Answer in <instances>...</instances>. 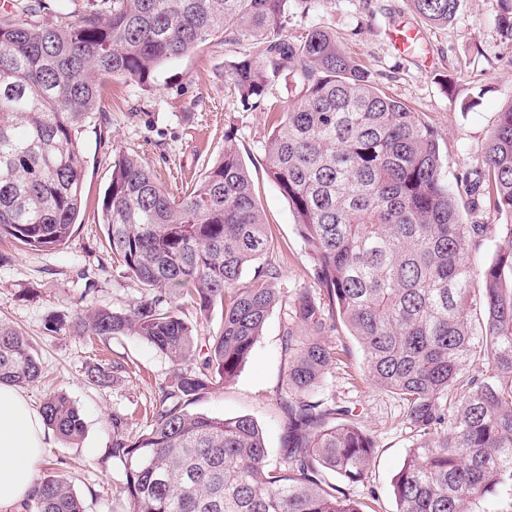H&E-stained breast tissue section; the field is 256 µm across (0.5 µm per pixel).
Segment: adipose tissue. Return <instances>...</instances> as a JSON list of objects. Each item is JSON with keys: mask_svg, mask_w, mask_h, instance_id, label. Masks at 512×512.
<instances>
[{"mask_svg": "<svg viewBox=\"0 0 512 512\" xmlns=\"http://www.w3.org/2000/svg\"><path fill=\"white\" fill-rule=\"evenodd\" d=\"M47 429L15 385L0 383V507L32 494L34 473L43 458Z\"/></svg>", "mask_w": 512, "mask_h": 512, "instance_id": "obj_1", "label": "adipose tissue"}]
</instances>
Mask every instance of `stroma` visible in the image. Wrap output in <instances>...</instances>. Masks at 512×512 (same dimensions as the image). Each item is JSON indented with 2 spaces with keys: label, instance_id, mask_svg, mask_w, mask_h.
<instances>
[{
  "label": "stroma",
  "instance_id": "stroma-1",
  "mask_svg": "<svg viewBox=\"0 0 512 512\" xmlns=\"http://www.w3.org/2000/svg\"><path fill=\"white\" fill-rule=\"evenodd\" d=\"M498 0H462L455 18L432 26L414 14L409 0H323L307 16L292 19L284 36L293 40L309 27L336 34L374 84L404 102L440 138L443 177L459 187L466 172L482 164L495 118L512 104V37L498 20ZM421 32L405 54L394 51L389 34L399 22ZM234 45L217 38L200 50L168 62L146 92L120 79L108 83L105 108L81 134L85 159L83 206L70 241L59 250H22L0 240V315L33 343L43 374L21 387L33 408L47 394L66 393L80 408L86 430L74 443L49 434L43 466L61 471L83 499L86 512H127L123 465L109 455L113 413L143 408L153 400L170 364L148 343L129 336L90 344L87 337L49 330L55 311L94 306L124 309L139 298L138 286L108 257L101 220L112 162L121 153L139 154L174 196H182L224 148L232 131L244 156L274 240L269 259L279 268L281 288L312 286L311 261L295 217L267 174L265 144L274 121L297 98L300 87L282 71L266 105L243 108L224 81ZM339 360L325 383L337 404L357 410L374 443L371 470L349 495L371 512H395L393 481L414 443L404 402L374 386L363 374V351L345 329L326 336ZM123 359L128 370L106 388L88 383L85 367L96 355ZM281 313L273 311L236 380L194 405L213 416L249 415L261 425L270 459L282 452L286 400Z\"/></svg>",
  "mask_w": 512,
  "mask_h": 512
}]
</instances>
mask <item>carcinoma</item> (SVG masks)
I'll return each mask as SVG.
<instances>
[{
	"instance_id": "1",
	"label": "carcinoma",
	"mask_w": 512,
	"mask_h": 512,
	"mask_svg": "<svg viewBox=\"0 0 512 512\" xmlns=\"http://www.w3.org/2000/svg\"><path fill=\"white\" fill-rule=\"evenodd\" d=\"M322 0H18L0 17V239L55 250L82 206L79 135L117 78L148 90L159 68L214 38L245 45L224 71L242 106L257 108L292 70L300 94L265 145L268 173L296 217L318 290L274 287L261 264L272 239L245 161L224 150L180 198L135 154L113 161L101 221L108 254L143 290L127 308L55 314L60 329L103 340L136 336L166 357L150 423L112 415V457L124 465L129 512H366L327 480L367 478L374 444L347 407L321 397L336 351L322 337L343 326L365 375L398 395L414 433L393 482L396 512H471L512 491V104L497 113L473 191L503 218L463 221L442 176L436 132L376 87L323 26L282 38L288 20ZM424 21L452 20L461 0H410ZM499 244L480 267L472 253ZM191 305L220 323L205 336L179 315ZM283 311L288 407L280 460L247 415L190 406L232 383L275 307ZM127 373L87 366L107 387ZM41 377L32 342L0 317V382ZM41 414L77 441L84 419L64 394ZM24 512H86L63 474L46 470Z\"/></svg>"
}]
</instances>
